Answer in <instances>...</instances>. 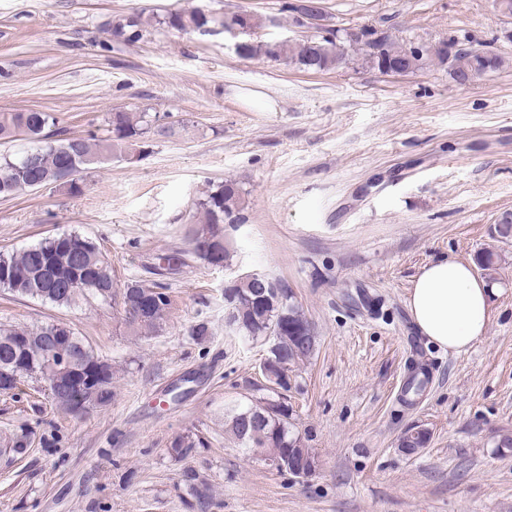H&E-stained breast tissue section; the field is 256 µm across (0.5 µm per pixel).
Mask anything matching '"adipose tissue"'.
<instances>
[{
    "label": "adipose tissue",
    "mask_w": 512,
    "mask_h": 512,
    "mask_svg": "<svg viewBox=\"0 0 512 512\" xmlns=\"http://www.w3.org/2000/svg\"><path fill=\"white\" fill-rule=\"evenodd\" d=\"M488 295L487 284L468 264L438 259L422 267L408 304L424 336L438 347L461 354L486 333Z\"/></svg>",
    "instance_id": "ef3b65f1"
}]
</instances>
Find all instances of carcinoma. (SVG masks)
Returning a JSON list of instances; mask_svg holds the SVG:
<instances>
[{"mask_svg": "<svg viewBox=\"0 0 512 512\" xmlns=\"http://www.w3.org/2000/svg\"><path fill=\"white\" fill-rule=\"evenodd\" d=\"M208 25L224 24V18L214 16L206 20L197 9L166 15L144 17L136 15L122 20L115 27L114 33L125 42L140 40L148 29L155 26H166L180 32H193L200 26V21ZM311 42L320 45L315 55L308 54L303 40H288L279 44L275 60H284L303 70L328 71L336 68V54L327 45L330 41L324 36L311 38ZM386 54L397 60H406L408 66L416 71L429 63H437L449 68L452 77L461 73H471L478 78L493 73L507 66V60L498 53L486 55L459 54L452 62L447 63L441 52L434 46L410 41L393 40L386 44ZM119 129L125 132L126 143H114L112 128L103 130L102 135L91 134L80 137L72 142L62 137L64 131L58 128V118L50 112H1L0 113V145L24 136L34 143L31 151L40 154L41 167L34 173L20 170V157L0 153V196L14 195L29 188V183L37 180L42 173L52 178L63 172L66 162L77 161L83 169L88 164L82 159L101 160L115 150L139 145L144 137L152 139L158 136H171L176 133V124L164 120L153 112H120L117 114ZM108 121V124L115 123ZM202 212V220L189 230V241H195L198 232L213 237H224L221 225L226 222H238L243 209V197L240 188L233 182H222L211 185L198 202ZM68 250L60 251L56 238H47L36 245L12 251L0 252V288L19 297L36 298L50 302L58 307H69L80 299L88 297L109 298L101 289H115L112 268L100 250L90 238L75 235L72 241H65ZM281 301L275 308L260 310L242 298L238 301L239 320L233 333L251 338L272 339L274 348L267 351V356L276 360L282 371H290L304 360L310 359L316 350L317 337H308V344L301 346L298 337L291 331L308 323L302 308L295 303L291 290L280 286ZM125 307L127 324H136L137 333H152L163 330L169 323V317H159L150 321L135 322L128 310L126 293L120 292ZM29 327L0 328V370L6 369L20 378L28 375L37 376L46 383H53L54 369L39 366L34 368L26 362L22 353L14 346L13 338L24 336ZM428 384V377L417 372L408 377L404 385V393L418 395ZM288 405L280 400H256L249 404L239 405L224 414V435L246 453H251L255 444L247 431L248 423L262 419L264 434L274 436L276 445L282 453L291 456L294 464L317 462L315 454L307 448L301 437L294 434L288 422ZM203 441L196 435L180 436L172 442L170 453L178 459L188 457Z\"/></svg>", "mask_w": 512, "mask_h": 512, "instance_id": "carcinoma-1", "label": "carcinoma"}]
</instances>
